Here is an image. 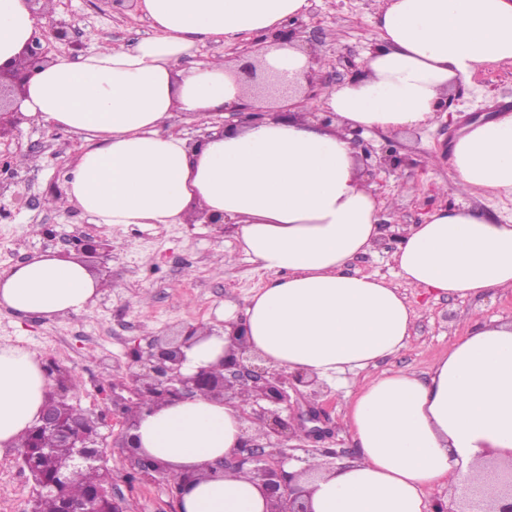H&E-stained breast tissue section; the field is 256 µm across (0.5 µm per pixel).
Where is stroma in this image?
Masks as SVG:
<instances>
[{
	"mask_svg": "<svg viewBox=\"0 0 512 512\" xmlns=\"http://www.w3.org/2000/svg\"><path fill=\"white\" fill-rule=\"evenodd\" d=\"M380 0H309L300 17L299 42L315 49L325 60L322 85L333 86L362 70L377 32L371 20ZM57 17L72 26V38H98L112 45L130 46L151 34L147 18L137 11L111 9L101 0H58ZM450 122H438L420 131L368 133L374 147L392 141L400 155L413 164L387 177L379 191L389 205L380 211L382 234L371 252L353 258L348 272L393 277L391 255L401 227L422 223L435 208L470 205L501 223L512 221V199L505 196L457 195L450 164L455 139L472 122L512 113V65L486 68L460 83L449 95ZM83 145L81 136L49 125L21 124L0 138V151L30 157L14 176L0 177V272L35 251L69 254L68 238L95 233L112 245L109 260L88 259L95 275L110 285L94 306L63 318H18L0 308V345H22L41 352L65 368L76 388L69 402L83 411L104 408V390L120 385L133 348H147L153 337L179 334L188 325L220 327L225 308L244 314L249 301L268 276L258 270L232 231H217L211 224H141L111 229L91 223L74 209L47 206L51 192H63L65 174ZM441 157L426 168L425 156ZM401 291L416 313L408 349L381 362L384 370H403L425 376L448 350L455 337L468 332L473 322L512 321V292L473 298L429 295L401 284ZM349 377L346 386L324 387L319 399L330 438L291 449L294 460L320 456L323 448L336 449L339 461L356 456L350 436L341 424L349 394L361 384ZM112 487L127 512H171L174 503L163 482H128L129 453L108 451ZM34 483L19 465L18 451L0 455V499L28 512Z\"/></svg>",
	"mask_w": 512,
	"mask_h": 512,
	"instance_id": "stroma-1",
	"label": "stroma"
}]
</instances>
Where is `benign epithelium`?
<instances>
[{
    "label": "benign epithelium",
    "instance_id": "1",
    "mask_svg": "<svg viewBox=\"0 0 512 512\" xmlns=\"http://www.w3.org/2000/svg\"><path fill=\"white\" fill-rule=\"evenodd\" d=\"M28 2L36 20V32L23 51L26 67L16 71L0 68V135L6 128L24 121L14 107L15 94L51 60L46 45L69 39V24L54 16L50 7L52 0ZM270 87L283 91L285 95L291 89L289 82L265 75L261 82L252 86L251 96L261 102ZM351 133L352 142L361 154L363 175L369 181H378L382 171L389 172L411 164V159L388 147L374 149L362 138L363 130L353 129ZM67 244L80 254L98 255L112 251L107 239L85 233L73 236ZM229 336L234 349L222 355L215 367L201 368L191 375L184 374L182 368L184 349L199 337L195 326L185 327L177 344L155 337L147 350L132 351L126 382L120 386V390L127 392L129 397L112 393V414L119 415L121 429L113 434L110 444L99 431L103 415L86 413L77 418L64 413L67 405L64 369L47 366L45 374L56 381V386L47 393L38 421L30 428L31 451L21 457L22 468L29 472L39 487V493L54 496L57 512H125L122 499L112 491L111 471L106 466L105 448L109 446L129 449L130 474L136 479L154 481L163 478L168 482L170 493H178L182 485L198 480L199 474L191 470L172 472L165 464L141 451L132 434L138 412L144 408L189 400L197 395L220 401L231 400L240 390L246 389L251 394L248 419L260 421L264 430L245 439L242 448L224 457L209 471L217 469L228 473L247 469L265 494L269 512H312L303 490L295 483V475L286 472L283 461L273 458L261 441L290 442L321 437L324 430L317 426L321 421L318 408L310 404L301 411L291 403L288 394L291 388L301 396L306 388L315 401L321 395V387L316 378L306 373H289L265 365L260 356L249 350L244 331L239 327H232ZM285 411L288 412L286 416L283 415ZM59 448L71 449V468L64 475L50 469V461ZM91 468L100 472L99 484L78 498L70 495L68 486Z\"/></svg>",
    "mask_w": 512,
    "mask_h": 512
}]
</instances>
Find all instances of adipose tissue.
I'll return each instance as SVG.
<instances>
[{"instance_id":"obj_1","label":"adipose tissue","mask_w":512,"mask_h":512,"mask_svg":"<svg viewBox=\"0 0 512 512\" xmlns=\"http://www.w3.org/2000/svg\"><path fill=\"white\" fill-rule=\"evenodd\" d=\"M307 7L138 0L151 35L130 47L96 44L77 63L54 60L29 79L17 107L29 122L82 135L64 203L94 223L232 222L269 279L244 318L228 311L224 321L244 324L267 365L332 386L362 375L341 415L355 458L287 467L309 491L312 512H433L429 491L440 482L491 486L512 465V322L474 323L424 379L376 367L409 346L415 312L400 283L461 298L512 290V224L466 205L440 207L404 227L391 256L396 279L348 273L350 259L377 244L386 205L359 176L351 131L429 126L461 81L512 63V0H384L362 74L320 88L314 101L293 94L281 105L285 118L219 129L225 112L252 97L224 58H200L201 48L252 34L257 69L303 80L314 54L265 37ZM34 33L28 0H0V67L21 68ZM193 56L196 66L180 68ZM316 105L336 113V124H319ZM177 113L214 133L190 142L171 127ZM451 165L460 192L512 196V114L472 124ZM103 291L82 263L50 250L0 273V307L23 318L88 310ZM48 387L35 351L0 346V454L20 446ZM249 408L244 394L199 396L139 414L135 433L147 453L173 470L206 473L185 487L178 512H267L251 473L208 471L261 432Z\"/></svg>"}]
</instances>
